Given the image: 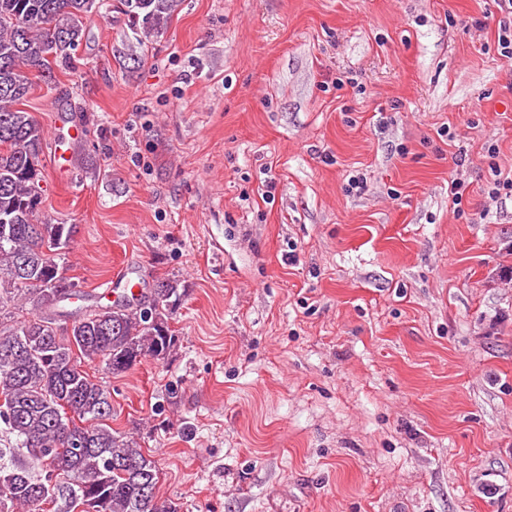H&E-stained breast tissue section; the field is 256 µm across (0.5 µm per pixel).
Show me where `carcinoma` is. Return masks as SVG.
<instances>
[{
	"label": "carcinoma",
	"mask_w": 512,
	"mask_h": 512,
	"mask_svg": "<svg viewBox=\"0 0 512 512\" xmlns=\"http://www.w3.org/2000/svg\"><path fill=\"white\" fill-rule=\"evenodd\" d=\"M107 0H0V423L16 447L0 448V512H179L158 499L159 469L136 438L109 425L112 396L87 366L121 375L177 343L169 320L185 289L156 281L147 299L92 304L61 263L71 224H41L42 158L48 143L19 105L71 57L86 22ZM178 0H124L133 24L160 31Z\"/></svg>",
	"instance_id": "cac0c4a2"
}]
</instances>
